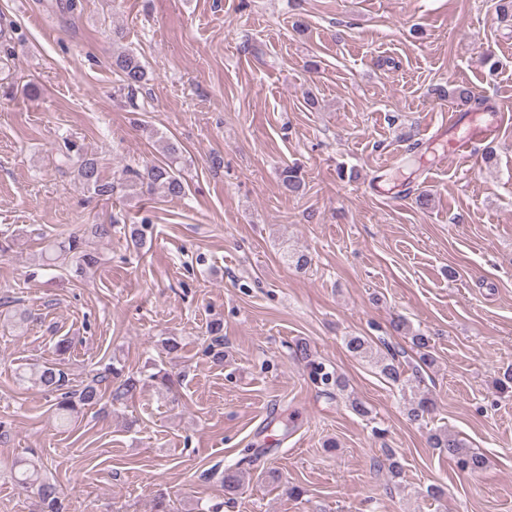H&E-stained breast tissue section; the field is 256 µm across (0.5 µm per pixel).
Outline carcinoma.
<instances>
[{"label":"carcinoma","mask_w":512,"mask_h":512,"mask_svg":"<svg viewBox=\"0 0 512 512\" xmlns=\"http://www.w3.org/2000/svg\"><path fill=\"white\" fill-rule=\"evenodd\" d=\"M113 67L122 78V89L134 93L146 81V67L141 59L130 52H121L114 56ZM161 158L144 169H126L120 176L112 179L103 176L97 157L84 152L73 144L66 146L60 153V168L75 173L78 183L94 195L106 200L123 192H151L157 188L170 197H182L188 184L183 177L185 157L177 142L171 139L160 140ZM281 186L291 195H299L304 190V181L300 168L286 166L280 173ZM101 261L99 254L86 249L83 235L71 231L64 233L54 244L52 251L38 257L37 266L72 265L79 273L96 267ZM348 350L356 356L370 359L380 374L397 386H406L405 370L400 358L406 352L386 349L381 353L374 349L372 341L364 336H350L346 341ZM122 370L108 366L95 374L83 387H69L68 374L61 363H36L18 374L22 382H30L43 392L55 396V411L61 423L69 422L72 417L86 407L97 404L101 398V388H110L112 401L122 403L134 394L136 381L130 377L121 378ZM432 401L427 394L418 392L408 399L407 418L413 422L422 420L431 410ZM432 447L448 455L461 471H475L483 467L484 458L467 448L465 442L456 435L441 429L431 435ZM261 453L259 448H245L242 457L233 466L224 469V493L234 495L240 488L242 466L251 464ZM42 463L29 460L21 464L18 471V483L35 491L40 512H60L61 504L55 484L41 477Z\"/></svg>","instance_id":"carcinoma-1"}]
</instances>
